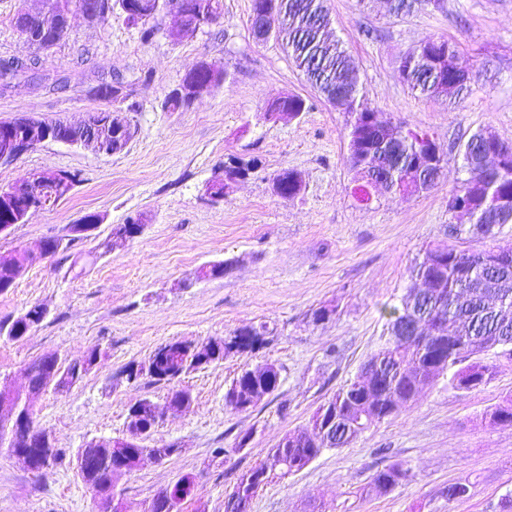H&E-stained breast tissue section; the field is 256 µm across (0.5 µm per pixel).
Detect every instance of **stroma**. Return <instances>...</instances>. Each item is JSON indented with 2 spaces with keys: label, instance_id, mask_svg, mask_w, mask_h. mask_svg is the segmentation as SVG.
<instances>
[{
  "label": "stroma",
  "instance_id": "35a3bbf8",
  "mask_svg": "<svg viewBox=\"0 0 512 512\" xmlns=\"http://www.w3.org/2000/svg\"><path fill=\"white\" fill-rule=\"evenodd\" d=\"M37 0H0V59L29 51L12 19ZM218 21L205 30L167 37L177 14L158 19L159 33L142 42L120 13L90 23L72 20L68 35L44 61L48 80L25 78L0 91V121L34 114L78 124L108 110L135 134L120 153L97 155L47 142L0 166V188L35 172L65 170L75 185L64 200L28 215L0 236V254L57 239L61 249L28 266L14 288L0 293V322L31 305L43 322L18 342L0 340V389L27 387V367L47 354L76 360L99 351L98 363L70 390L47 387L34 400L38 426L65 452L37 474L0 450V512H98L78 476V450L94 439L122 436L129 408L147 398L165 406L169 386L122 369L144 364L171 341L227 339L246 325L268 322L274 336L259 351L229 354L182 375L178 388L193 401L166 413L146 448L174 446L162 462L147 459L115 486L133 512L180 476L195 478L181 512H224V497L240 475L285 434L307 426L316 410L360 370L388 337L384 310L399 304L409 269L433 243L453 240L479 251L512 246V224L488 239L451 236L448 200L464 178L468 137L489 129L512 142V0H444L394 16L387 0H326L332 25L354 59L369 105L382 117L423 129L446 157L435 189L413 197L374 190L370 206L348 191L346 113L306 82L275 38L256 40L252 0H222ZM456 42L480 75L459 101L420 97L398 73V58L425 37ZM219 63L226 80L186 109L164 107L169 92L200 60ZM133 85L137 110L96 98L99 82ZM297 95L306 110L289 122L268 119L273 98ZM256 160V170L222 201L206 184L232 159ZM297 172L302 191L277 196L273 177ZM89 213L101 224L90 237L70 227ZM140 218L142 233L108 253L99 242L113 225ZM217 262L224 275L197 278ZM331 308L329 321L312 313ZM479 361L496 366L485 386L455 389L449 377L425 387L409 409L371 427L349 445L327 448L307 467L273 479L249 512H498L512 490V426L484 415L512 399V359L495 349ZM274 364L280 385L250 410L225 400L243 370ZM401 463L409 479L383 496L363 495L372 475ZM468 484L451 500L449 484Z\"/></svg>",
  "mask_w": 512,
  "mask_h": 512
}]
</instances>
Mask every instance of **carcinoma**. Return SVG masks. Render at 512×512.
Segmentation results:
<instances>
[{"label":"carcinoma","mask_w":512,"mask_h":512,"mask_svg":"<svg viewBox=\"0 0 512 512\" xmlns=\"http://www.w3.org/2000/svg\"><path fill=\"white\" fill-rule=\"evenodd\" d=\"M145 13V20L137 26L140 38L149 42L159 31L157 18L150 14L151 0H139ZM438 5L439 0H392L394 14L410 13L422 5ZM266 11L272 35L286 44L294 65L303 72L306 81L328 103L344 97L347 99L346 112L352 121L348 128L349 140L366 142L348 158L350 171L354 174L356 186L353 194L361 202L370 201V193L360 182V174L373 170L382 163L388 164L387 175L393 192L413 196L422 192L424 179L412 173L415 162L422 152L421 144L414 137L405 135L406 128L397 126V135L379 134L364 120L363 113L370 106L360 94L358 70L355 61L342 43L326 37L329 24L328 11L324 0H252V12ZM45 29L44 43L34 49L28 58L21 61L5 59L0 61V85L8 87L16 76L41 70L44 48L57 45L66 35L64 21L56 13L49 17L31 19L26 31L37 32ZM427 53L422 57L402 55L398 70L408 87L422 97H435L434 82L440 76L453 81L460 68L470 70L472 77L461 84L457 95L469 92L471 84L478 78L474 65L465 60L456 45L447 40L425 38ZM471 149L470 158L464 163L467 173L451 197L466 198L471 208L468 232L485 236L489 226L512 224V206L498 205L504 196H512V158L507 165L497 166L495 157L486 152L490 147L484 140V131L471 134L464 144ZM256 168L255 161L233 160L224 166V173L244 177ZM25 263H32L24 252L17 250L0 255V293L14 287L17 271ZM412 286L401 303L387 310L388 339L374 357L381 359L385 376L376 380L373 393L365 396L361 391L343 385L330 399L336 405V427L333 447L342 448L351 443L362 430L356 428L355 420L364 414L362 422L366 427L375 426L388 417L400 414L416 399L422 386L437 379L441 369L427 364L431 354L419 344L402 339L400 327L404 324L425 331L432 314L427 293L430 278H437L441 288L440 298L445 302L444 314L448 315V327L459 337L460 346L452 359V368L465 383L466 389L474 388L472 382L481 385L489 383L494 367L479 362H469L475 355L471 344L475 343L485 351L501 347L512 358V265L502 271H492L481 263L480 252L458 249L452 242H443L424 250L422 260L410 272ZM497 282L495 288H482L483 280ZM46 315L39 305L30 306L21 316L9 323L6 331H0V338L8 341L21 340L29 330L41 324ZM272 334L265 323L256 327H244L235 332L229 340H209L202 352L189 351L179 341H171L158 347L149 357L155 368L151 375L156 384H169L182 375L224 359V355L235 349L240 353H251L264 345V337ZM96 359V353L70 363L57 361V355H46L30 367V384L34 389H44L52 383L55 389L63 391L79 382ZM59 362L60 374L55 380L48 379V361ZM280 373L267 367L246 369L230 385L236 394L233 408L247 411L254 407L249 395L261 392L274 393L279 386ZM318 415H313L309 425L299 429V435L289 432L285 435L288 445L283 449L288 466L265 457L247 473L243 474L224 498V512H241L240 504H249L264 486L277 476L292 475L323 450L322 439L317 432ZM88 463L78 470L87 484L104 487L109 473L118 466L112 449L106 447L88 448L85 451ZM409 469L392 464L376 471L365 488L366 493L382 495L407 480Z\"/></svg>","instance_id":"obj_1"}]
</instances>
